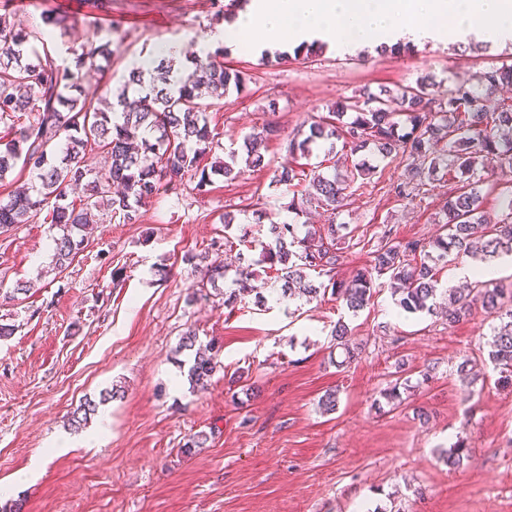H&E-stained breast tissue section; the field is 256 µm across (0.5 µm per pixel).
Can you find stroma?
<instances>
[{"label":"stroma","mask_w":512,"mask_h":512,"mask_svg":"<svg viewBox=\"0 0 512 512\" xmlns=\"http://www.w3.org/2000/svg\"><path fill=\"white\" fill-rule=\"evenodd\" d=\"M3 6L26 24L67 11L74 36L111 41V64L83 83L94 98L103 86L120 88L161 43H179L192 57L246 2L80 0L69 11L62 0H0ZM505 62L512 64V41L478 51L451 41L351 55L325 47L284 61L228 48L225 66L249 81L229 91L209 120L224 150L238 152L245 136L277 122L264 151L267 169L216 179L203 196H158L137 224L103 218L60 276L51 265L55 226L0 230V324L14 327L0 338V505L18 504L20 512H512V387L497 383L483 313L451 324L401 312L386 288L355 314L331 297L260 305L249 295L229 309L218 296L189 301L198 275L182 261L225 236L255 235L244 210L252 200L288 218L291 196L272 171L287 161L294 130L336 101L425 76L443 95L453 82ZM404 177L403 160L380 162L375 190L347 198L337 223L376 238L388 228L402 240L435 237V214L452 181L433 182L412 209L385 193ZM226 212L236 216L228 229L219 221ZM116 266L124 270L117 285ZM20 282L30 291L15 293ZM340 319L362 349L344 368L330 360V332ZM189 329L221 347L202 389L189 385L180 366L187 355L179 341ZM465 355L478 374L468 390L456 375ZM400 361L410 388L393 408L381 391ZM238 370L249 372L254 393L232 382ZM114 387L123 398L101 402ZM331 388L339 402L326 414L318 401ZM87 399L97 401L96 413L85 426H68V414ZM200 431L210 436L206 448L182 454L185 439ZM57 438L69 439L67 452L52 451ZM460 438L470 459L452 468L438 452Z\"/></svg>","instance_id":"1"}]
</instances>
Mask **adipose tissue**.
Returning <instances> with one entry per match:
<instances>
[{"instance_id":"ef3b65f1","label":"adipose tissue","mask_w":512,"mask_h":512,"mask_svg":"<svg viewBox=\"0 0 512 512\" xmlns=\"http://www.w3.org/2000/svg\"><path fill=\"white\" fill-rule=\"evenodd\" d=\"M478 32L511 40L512 0H251L200 49L221 42L248 53L289 54L317 41L345 54L401 39L463 40Z\"/></svg>"}]
</instances>
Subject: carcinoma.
<instances>
[{"instance_id": "obj_1", "label": "carcinoma", "mask_w": 512, "mask_h": 512, "mask_svg": "<svg viewBox=\"0 0 512 512\" xmlns=\"http://www.w3.org/2000/svg\"><path fill=\"white\" fill-rule=\"evenodd\" d=\"M43 26H19L10 16L0 14V180L16 167L37 173L35 184L22 183L7 199L0 200V229L27 224L47 211L45 219L59 228L53 239V269L64 273L84 250L82 228L93 211L108 210L125 224H135L141 209L161 193L176 195L207 191L213 177L236 180L245 168L236 164V154L207 163L205 158L221 148L219 132L210 127L208 112L218 107L230 89L240 90L245 74L224 66V51L196 56L192 69L184 73L173 60L161 58L150 70L136 66L117 93L105 91L93 103L81 94L84 75L95 71L112 57L110 43L94 40L72 42L68 51L72 65L62 68L48 49L39 53L33 42L43 45L59 31L71 36L68 18L46 15ZM512 85V65L492 67L478 75L476 83L448 87L439 98L435 82L427 77L385 96L364 88L344 98L331 115L309 127L303 138L291 139L290 161L274 170L273 181L298 194L288 204L292 221L269 220L263 236L237 250L231 287L224 290V306L232 307L242 295L257 291L253 282L264 271L270 296L277 301L304 298L322 301L325 294L343 302L357 313L387 286L397 305L407 313L438 314L441 295L438 263L448 254L487 261L502 254L512 255V189L499 193L502 218L487 223L481 207V185L489 171L512 169V103L505 100L488 109L486 98L495 90ZM354 117L344 120L348 113ZM408 131L399 134L401 126ZM275 135L266 127L244 138L246 168L267 166L258 144ZM64 141V154L52 157L48 148ZM350 156L370 150L381 159L407 161L408 177L389 186L388 192L407 205L424 200L427 189L438 176H452L456 187L445 201L438 219L444 235L430 240L398 241L386 230L370 252L368 266L349 280L336 279L344 249L336 214L343 207L346 191L367 189L366 176L375 167L364 160L341 171L336 161V142ZM320 147L333 164L325 175L308 160L313 147ZM102 153L108 168L92 172L86 156ZM84 185L87 193L71 199L68 189ZM328 214V223L311 225L301 232L298 219L311 207ZM186 264L203 263L197 288L217 289L228 276V268L207 254L188 252ZM386 277L387 282L377 278ZM320 281H315V278ZM491 319L488 352L498 382L512 385V283L476 280L465 294L454 297L448 307V322L473 315L476 307ZM331 335L344 367L359 356L348 325L337 321ZM188 352L190 385L205 387L217 368L218 347L214 342L198 343L188 330L179 345ZM461 381L470 385L477 379L472 359L464 355L457 365ZM97 403L86 400L69 416L74 427L87 424ZM448 465L458 466L469 458L467 445L456 441L446 450Z\"/></svg>"}]
</instances>
